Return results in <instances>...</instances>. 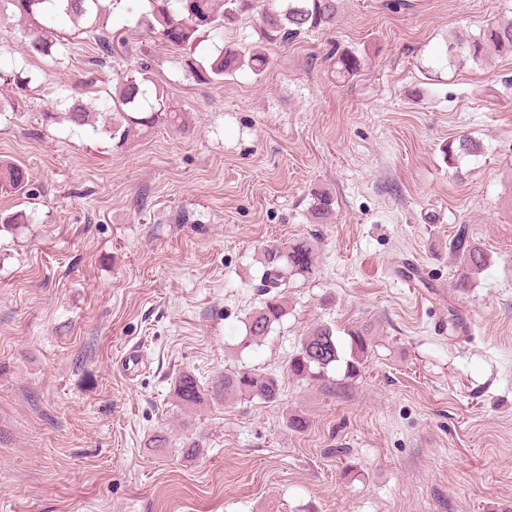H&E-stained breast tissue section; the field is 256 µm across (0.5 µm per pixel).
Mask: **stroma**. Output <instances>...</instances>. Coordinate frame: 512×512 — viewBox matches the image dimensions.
<instances>
[{"instance_id":"obj_1","label":"stroma","mask_w":512,"mask_h":512,"mask_svg":"<svg viewBox=\"0 0 512 512\" xmlns=\"http://www.w3.org/2000/svg\"><path fill=\"white\" fill-rule=\"evenodd\" d=\"M392 2L339 0L332 25L269 47L262 75L221 84L188 76L124 0L104 21L125 40L110 57L74 38L55 65L0 27V69L33 76L25 110L0 112V157L29 174L0 189V512H512V55L445 57L452 33L512 20V0ZM341 50L363 59L343 80ZM143 51L184 127L117 150L61 119L71 89L92 101ZM466 134L481 153L447 159ZM21 209L32 223H7ZM461 224L491 256L465 295ZM300 237L318 240L317 269L246 345L256 258ZM318 322L375 338L346 399L287 372ZM227 369L276 373L279 402L177 404L179 373L205 387Z\"/></svg>"}]
</instances>
